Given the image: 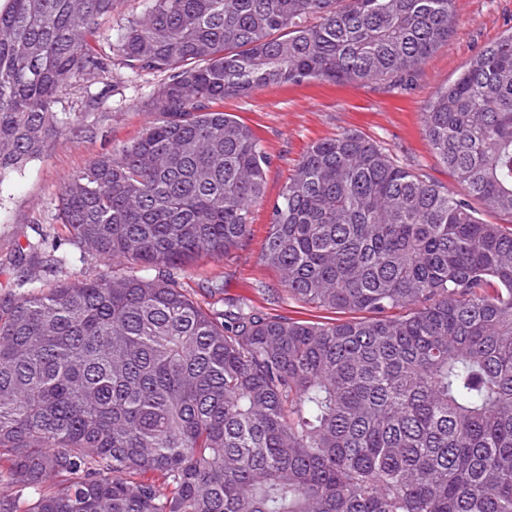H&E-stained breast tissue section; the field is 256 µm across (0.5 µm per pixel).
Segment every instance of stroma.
Returning a JSON list of instances; mask_svg holds the SVG:
<instances>
[{
  "label": "stroma",
  "mask_w": 512,
  "mask_h": 512,
  "mask_svg": "<svg viewBox=\"0 0 512 512\" xmlns=\"http://www.w3.org/2000/svg\"><path fill=\"white\" fill-rule=\"evenodd\" d=\"M148 6V0H119L112 16L99 26L97 48L108 50L127 22L143 16ZM456 13L457 24L448 43L426 60L409 85L303 82L264 86L248 98L228 97L220 102V110L235 115L254 131L270 164L264 195L251 209L245 245L228 258L202 259L180 273L182 283L203 309L219 307L220 297L225 296L267 313L332 319V312L289 299L279 273L261 261L271 206L315 142L346 131L357 133L382 145L400 163L457 190L447 167L435 158L425 140L424 108L481 47L512 28V0H456ZM164 80L160 73L132 74L116 62L106 81H81L62 95L57 111L78 116L93 133L57 136L43 156L0 181V293L12 289L19 276L17 245L44 235L67 239L68 231L57 217L64 181L94 158L132 142L157 120V113L149 111L147 103ZM216 279L224 283L220 297L206 290L207 282Z\"/></svg>",
  "instance_id": "obj_1"
}]
</instances>
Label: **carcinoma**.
Here are the masks:
<instances>
[{"mask_svg":"<svg viewBox=\"0 0 512 512\" xmlns=\"http://www.w3.org/2000/svg\"><path fill=\"white\" fill-rule=\"evenodd\" d=\"M116 5L0 12V178L92 133L55 106L112 56L167 74L159 119L59 196L79 260L122 267L48 288L24 272L0 295V512H512V30L423 112L463 192L352 132L296 165L261 259L288 298L349 315L320 322L205 311L180 281L244 245L264 191V148L216 104L400 86L455 0H151L103 53ZM59 248L29 241L18 264L57 271Z\"/></svg>","mask_w":512,"mask_h":512,"instance_id":"1","label":"carcinoma"}]
</instances>
